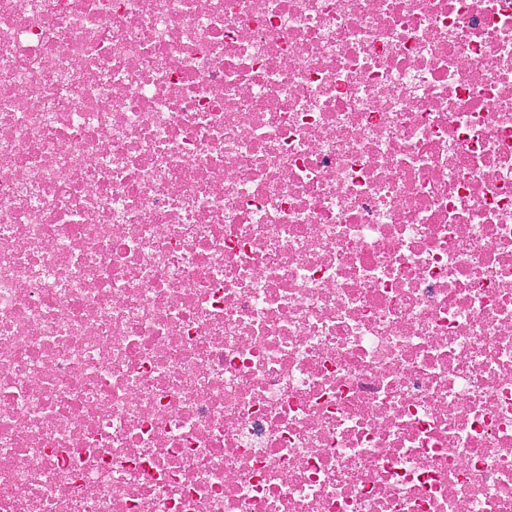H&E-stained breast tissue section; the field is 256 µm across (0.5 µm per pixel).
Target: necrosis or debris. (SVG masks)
<instances>
[{
  "label": "necrosis or debris",
  "instance_id": "4bbe7bcc",
  "mask_svg": "<svg viewBox=\"0 0 512 512\" xmlns=\"http://www.w3.org/2000/svg\"><path fill=\"white\" fill-rule=\"evenodd\" d=\"M0 512H512V0H0Z\"/></svg>",
  "mask_w": 512,
  "mask_h": 512
}]
</instances>
